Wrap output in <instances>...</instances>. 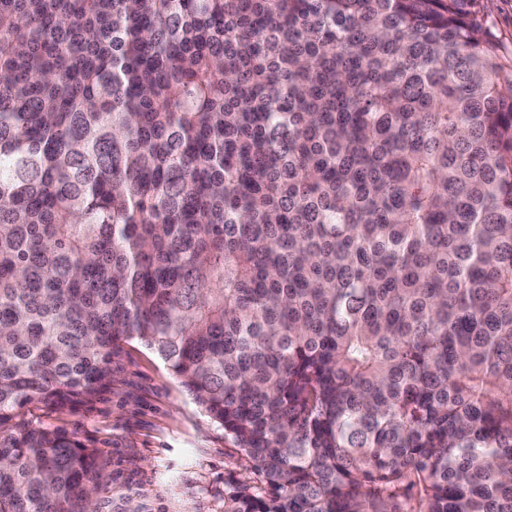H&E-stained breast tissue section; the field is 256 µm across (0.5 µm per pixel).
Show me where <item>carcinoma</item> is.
<instances>
[{
    "label": "carcinoma",
    "instance_id": "carcinoma-1",
    "mask_svg": "<svg viewBox=\"0 0 512 512\" xmlns=\"http://www.w3.org/2000/svg\"><path fill=\"white\" fill-rule=\"evenodd\" d=\"M155 352L224 512H512V49L481 0H0V512Z\"/></svg>",
    "mask_w": 512,
    "mask_h": 512
}]
</instances>
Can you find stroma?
<instances>
[{
    "label": "stroma",
    "mask_w": 512,
    "mask_h": 512,
    "mask_svg": "<svg viewBox=\"0 0 512 512\" xmlns=\"http://www.w3.org/2000/svg\"><path fill=\"white\" fill-rule=\"evenodd\" d=\"M34 423L76 432L97 448L104 478L93 512H222L224 475L240 452L161 360L135 340L112 360V383L93 400Z\"/></svg>",
    "instance_id": "obj_1"
}]
</instances>
